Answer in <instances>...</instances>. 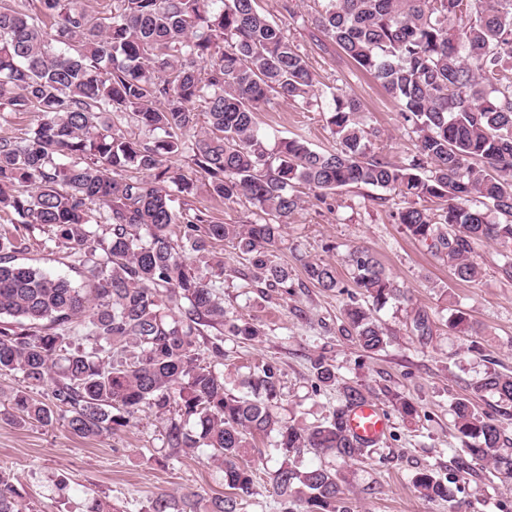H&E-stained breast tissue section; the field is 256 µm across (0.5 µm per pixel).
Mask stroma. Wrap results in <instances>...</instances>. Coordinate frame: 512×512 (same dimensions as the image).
<instances>
[{
  "mask_svg": "<svg viewBox=\"0 0 512 512\" xmlns=\"http://www.w3.org/2000/svg\"><path fill=\"white\" fill-rule=\"evenodd\" d=\"M295 16L283 13L281 0H258L260 10L273 18L299 51L306 55L321 83L357 98L367 127L378 129L375 149L393 162L415 150L416 139L404 125L396 102L370 75L355 68L336 48L322 49L311 39L315 0H296ZM259 126L270 138L305 135L315 149H331L336 137L322 109H300L274 102L259 114ZM208 209L217 221L246 224L262 219L247 200L224 204L205 186L193 196L175 197L173 206ZM404 201L384 190L344 187L319 201L307 197L288 217L276 253L288 264L297 282L288 297L257 288L247 279L248 263L231 245L219 242L223 268L207 269L219 286L227 318L257 323L262 336L254 342L224 339V379L227 389L241 394V376L266 362L281 373L282 395L277 412L286 421L316 424L336 407L340 390L318 387L312 365L323 357L336 367L340 382L361 384L369 400L392 413L383 441L358 461L342 463L329 457L303 454V465L322 464L345 478L344 498L351 512H448L445 504L418 496L412 486L424 468L457 474L463 489L459 512H512V478L480 463L472 473H461L465 443L454 427L455 399L471 398L480 412L496 419L505 436L512 437V407L488 393H475L473 379L488 371L512 374V278L499 270L494 247L477 246L473 259L482 269L474 283L455 279L447 265L412 238L393 215ZM27 248L16 260L72 280L65 250L42 228L24 233ZM356 246L372 249L396 278L406 298L391 302L374 316L390 343L384 351L364 352L352 337L341 335L347 294L327 292L305 282L303 261L323 258L335 264L343 285H350L346 263ZM457 308L473 329L466 336L449 333L442 317ZM426 312L433 332L420 336L412 328L416 311ZM23 386L20 374L0 373V469L9 472L22 496L25 512H81L88 498L109 505L112 512H146L150 499L161 491L193 489L205 495L224 493V478L207 464L203 453L166 458L162 448L163 423L150 411L140 412L127 430L97 439L73 436L64 422L49 425L14 424L7 418L10 393ZM417 407L414 418L403 419L391 410L396 397ZM256 446L255 493L244 512H280L268 474L277 465L269 438Z\"/></svg>",
  "mask_w": 512,
  "mask_h": 512,
  "instance_id": "35a3bbf8",
  "label": "stroma"
}]
</instances>
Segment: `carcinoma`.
I'll return each mask as SVG.
<instances>
[{
    "label": "carcinoma",
    "mask_w": 512,
    "mask_h": 512,
    "mask_svg": "<svg viewBox=\"0 0 512 512\" xmlns=\"http://www.w3.org/2000/svg\"><path fill=\"white\" fill-rule=\"evenodd\" d=\"M0 0V119L34 114L37 123L0 136V213L10 223L48 228L84 282L11 263L25 239L0 233V371L18 372L48 400L12 393V421L61 418L80 438L134 424L148 409L165 421L169 455L203 448L224 474L228 493L212 497L161 491L147 512H240L253 494L249 463L259 435L279 456L269 483L280 512H350L343 476L302 467L303 453L341 461L367 446L349 434L347 412L367 400L344 383L326 420H282L278 368L264 363L236 396L224 386V335L263 332L228 320L215 284L195 265L215 242L233 244L258 288L295 287L274 260L286 218L309 193L319 200L350 185L410 202L394 218L464 282L481 267L471 254L489 244L512 278V0H319L314 26L395 100L417 136L415 154L393 164L372 150L362 106L331 93L327 124L338 147L311 148L305 136L268 148L257 112L273 100L313 105L316 73L257 0ZM468 24L453 26L457 14ZM127 115L151 133L132 138L112 120ZM201 174L211 197H244L270 219L224 224L206 210L177 211L172 197L195 191ZM437 204L431 214L417 207ZM179 235L172 236V228ZM360 298L344 310L341 332L366 352L388 344L372 309L405 298L366 247L347 255ZM305 278L343 288L336 266L303 263ZM448 329H471L458 309ZM213 328L216 334L205 335ZM318 385H336V368L314 362ZM512 405V376L486 372L471 383ZM472 459L512 475L511 441L467 398L452 407ZM429 501L456 512L457 481L432 468L412 479ZM0 512H23L9 473L0 469Z\"/></svg>",
    "instance_id": "cac0c4a2"
}]
</instances>
